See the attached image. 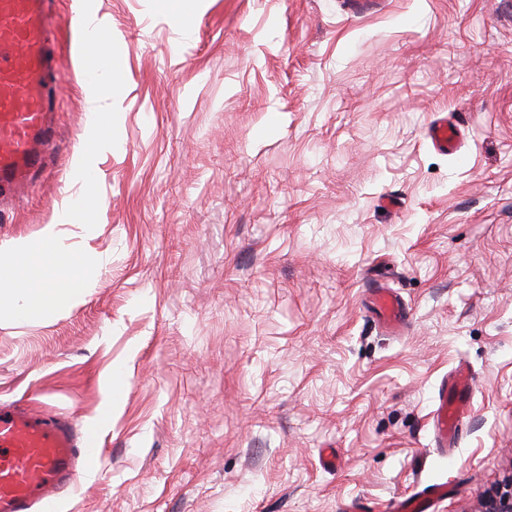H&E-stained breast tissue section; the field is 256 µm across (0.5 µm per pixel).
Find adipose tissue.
<instances>
[{
  "instance_id": "adipose-tissue-1",
  "label": "adipose tissue",
  "mask_w": 512,
  "mask_h": 512,
  "mask_svg": "<svg viewBox=\"0 0 512 512\" xmlns=\"http://www.w3.org/2000/svg\"><path fill=\"white\" fill-rule=\"evenodd\" d=\"M99 262L92 254L69 253L51 230L39 241L1 248L0 311L27 321L76 300Z\"/></svg>"
}]
</instances>
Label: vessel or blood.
<instances>
[{
    "label": "vessel or blood",
    "mask_w": 512,
    "mask_h": 512,
    "mask_svg": "<svg viewBox=\"0 0 512 512\" xmlns=\"http://www.w3.org/2000/svg\"><path fill=\"white\" fill-rule=\"evenodd\" d=\"M51 0H0V205L20 196L44 171L57 148L53 119L57 99L51 53L57 20ZM121 55L94 44L84 55L87 76L119 72ZM431 145L444 153L458 149V130L441 120L427 128ZM371 304L384 326L406 329L403 309L388 289L375 291ZM473 379L461 369L441 382L434 414L436 447H454ZM96 431L76 430L62 417L24 405L0 407V512H55L59 492L101 455ZM441 488L411 496L399 512H432Z\"/></svg>",
    "instance_id": "obj_1"
}]
</instances>
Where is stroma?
I'll return each instance as SVG.
<instances>
[{
    "label": "stroma",
    "instance_id": "35a3bbf8",
    "mask_svg": "<svg viewBox=\"0 0 512 512\" xmlns=\"http://www.w3.org/2000/svg\"><path fill=\"white\" fill-rule=\"evenodd\" d=\"M52 10L59 149L0 246L52 225L101 265L57 310L0 314V404L100 430L56 512L381 510L441 483L436 512H482L512 478V0ZM88 13L125 58L95 81ZM444 116L453 154L425 138ZM98 120L112 146L89 186ZM380 286L408 305L405 335L369 313ZM461 362L477 391L445 454L432 417ZM87 148L80 157V164H87L88 167L93 166L95 155L105 149L108 144V135L106 130L98 125H93L87 136Z\"/></svg>",
    "mask_w": 512,
    "mask_h": 512
}]
</instances>
